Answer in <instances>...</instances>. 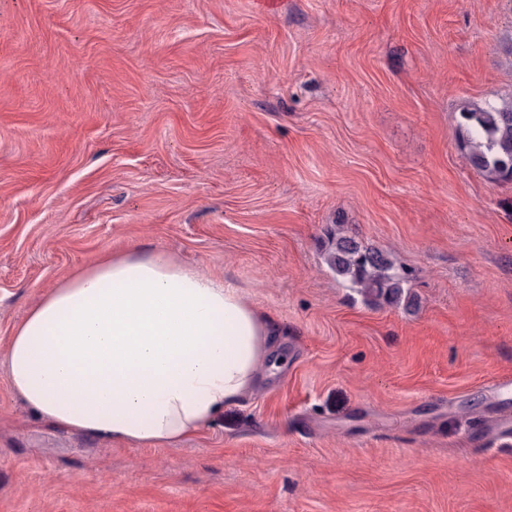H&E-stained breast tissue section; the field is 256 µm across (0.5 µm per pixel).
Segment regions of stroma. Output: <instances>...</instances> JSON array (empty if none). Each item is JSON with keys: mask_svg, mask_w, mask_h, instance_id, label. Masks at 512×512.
I'll use <instances>...</instances> for the list:
<instances>
[{"mask_svg": "<svg viewBox=\"0 0 512 512\" xmlns=\"http://www.w3.org/2000/svg\"><path fill=\"white\" fill-rule=\"evenodd\" d=\"M511 99L512 0H0V353L138 249L276 325L175 447L53 428L0 367V512H512V181L458 146ZM340 228L414 306L336 274Z\"/></svg>", "mask_w": 512, "mask_h": 512, "instance_id": "stroma-1", "label": "stroma"}]
</instances>
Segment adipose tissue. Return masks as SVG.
Returning <instances> with one entry per match:
<instances>
[{"instance_id":"1","label":"adipose tissue","mask_w":512,"mask_h":512,"mask_svg":"<svg viewBox=\"0 0 512 512\" xmlns=\"http://www.w3.org/2000/svg\"><path fill=\"white\" fill-rule=\"evenodd\" d=\"M272 334L230 280L160 251L133 252L47 294L15 327L0 365L39 418L163 447L251 391Z\"/></svg>"}]
</instances>
